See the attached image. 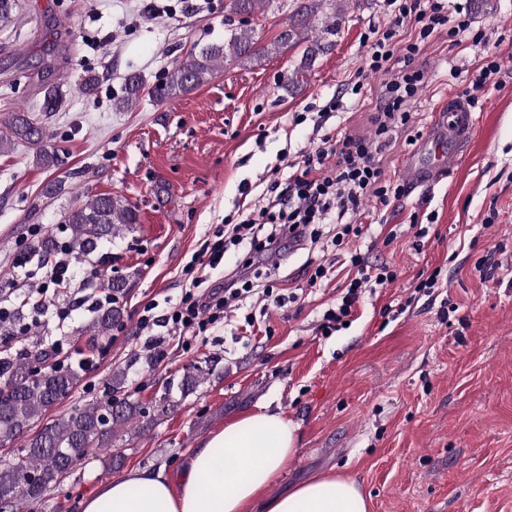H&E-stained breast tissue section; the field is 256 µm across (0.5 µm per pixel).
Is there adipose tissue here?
<instances>
[{"mask_svg": "<svg viewBox=\"0 0 512 512\" xmlns=\"http://www.w3.org/2000/svg\"><path fill=\"white\" fill-rule=\"evenodd\" d=\"M297 428L266 408L212 433L187 459L179 477L165 469H134L102 484L82 512H370L357 482L323 474L271 496L267 490L297 450Z\"/></svg>", "mask_w": 512, "mask_h": 512, "instance_id": "obj_1", "label": "adipose tissue"}]
</instances>
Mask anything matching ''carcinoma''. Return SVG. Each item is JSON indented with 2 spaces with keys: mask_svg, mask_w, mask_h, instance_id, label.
Returning a JSON list of instances; mask_svg holds the SVG:
<instances>
[{
  "mask_svg": "<svg viewBox=\"0 0 512 512\" xmlns=\"http://www.w3.org/2000/svg\"><path fill=\"white\" fill-rule=\"evenodd\" d=\"M260 0H226L227 13L239 17L235 24H225L224 37L191 49L189 55L172 66L165 78L151 89L139 74L126 78L124 91L114 99V107L123 111L139 101L143 92L158 101L178 98L208 83L226 63L240 66L260 62L269 53L304 46L301 59L284 77L283 88L290 92L300 84L317 57L328 50L324 38L309 37V21L332 7L333 23L324 33L334 34L352 0H301L296 13L273 41L259 45V36L248 18L254 15ZM11 134L0 137L6 145L11 137L40 145L36 160L46 168L62 165L55 151L48 149V135L38 129L27 115L15 112L9 118ZM138 214L134 206L112 195H98L72 208L65 216L66 236L48 237L35 248L41 258L60 251L86 258L112 243L122 231L134 228ZM88 280L111 294V302L95 311L85 330L105 334L124 315L119 295L125 281L104 280L95 269ZM83 366L61 363L43 364L38 355L33 360L0 358V446L28 436L27 443L9 461L0 460V512H22L25 505L38 503L44 493L59 484L77 463L98 448L112 446V441L138 432L146 421L156 420L138 401L129 399L128 368H117L107 383L105 399L87 403L68 415L32 431L34 421L67 398L82 379ZM201 384L194 373L183 374L177 383H169L159 400V412L174 406L172 391L184 398Z\"/></svg>",
  "mask_w": 512,
  "mask_h": 512,
  "instance_id": "1",
  "label": "carcinoma"
}]
</instances>
